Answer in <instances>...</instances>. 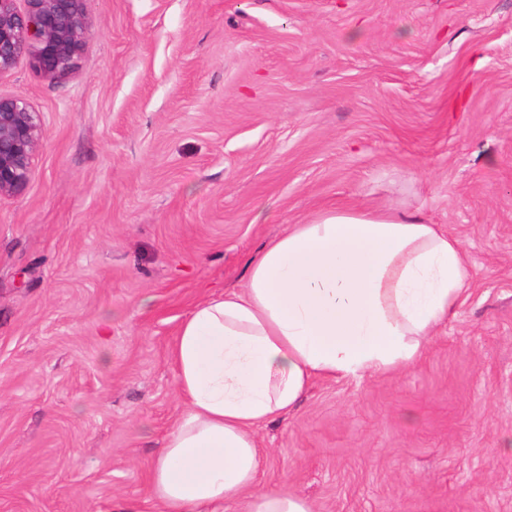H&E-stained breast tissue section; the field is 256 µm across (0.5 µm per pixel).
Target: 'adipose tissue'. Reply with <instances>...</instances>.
<instances>
[{
    "mask_svg": "<svg viewBox=\"0 0 512 512\" xmlns=\"http://www.w3.org/2000/svg\"><path fill=\"white\" fill-rule=\"evenodd\" d=\"M472 280L461 241L391 208H334L289 225L243 283L197 304L173 347L183 411L151 470L164 512H312L257 487L256 428L292 414L318 379L419 364Z\"/></svg>",
    "mask_w": 512,
    "mask_h": 512,
    "instance_id": "ef3b65f1",
    "label": "adipose tissue"
}]
</instances>
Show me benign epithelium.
<instances>
[{"mask_svg":"<svg viewBox=\"0 0 512 512\" xmlns=\"http://www.w3.org/2000/svg\"><path fill=\"white\" fill-rule=\"evenodd\" d=\"M0 0V72L27 63L51 80L75 70L90 29L83 0ZM43 119L22 96L0 95V197L26 188L42 138Z\"/></svg>","mask_w":512,"mask_h":512,"instance_id":"benign-epithelium-1","label":"benign epithelium"}]
</instances>
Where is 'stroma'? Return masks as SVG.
<instances>
[{"mask_svg": "<svg viewBox=\"0 0 512 512\" xmlns=\"http://www.w3.org/2000/svg\"><path fill=\"white\" fill-rule=\"evenodd\" d=\"M73 74L0 73L44 130L0 198V512H161L171 352L286 225L399 205L473 282L422 362L259 428L313 512H512V0H84Z\"/></svg>", "mask_w": 512, "mask_h": 512, "instance_id": "obj_1", "label": "stroma"}]
</instances>
